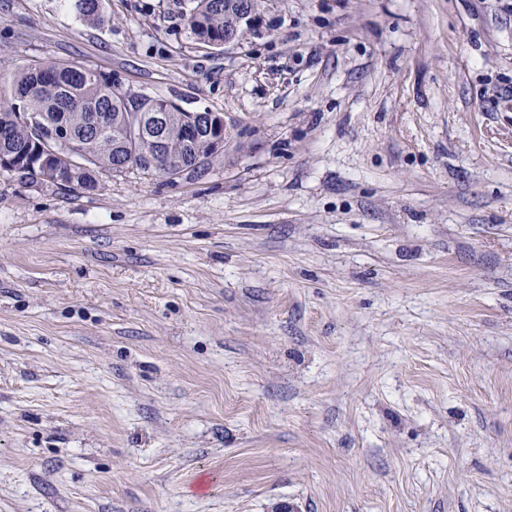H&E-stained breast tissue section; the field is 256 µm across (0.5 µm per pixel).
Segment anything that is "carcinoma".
Listing matches in <instances>:
<instances>
[{
    "label": "carcinoma",
    "instance_id": "obj_1",
    "mask_svg": "<svg viewBox=\"0 0 512 512\" xmlns=\"http://www.w3.org/2000/svg\"><path fill=\"white\" fill-rule=\"evenodd\" d=\"M228 0H195L187 16L190 33L206 46L224 48V28L231 16L224 11ZM79 12L93 23L104 21L100 0H76ZM138 106L141 112H168L164 154L188 168H198L214 154L211 143L196 134L187 122L189 114L164 99L120 96L102 75L66 62L33 61L13 75L8 94L0 95V165L20 174L31 184H51L64 190L93 191L98 175L112 170V161L123 159L127 167L143 172L165 173V161L152 169L146 163L148 142L122 137L125 116ZM38 115L44 122L31 126L23 113ZM65 127L74 150L46 157L43 138Z\"/></svg>",
    "mask_w": 512,
    "mask_h": 512
}]
</instances>
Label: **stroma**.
<instances>
[{"label":"stroma","instance_id":"35a3bbf8","mask_svg":"<svg viewBox=\"0 0 512 512\" xmlns=\"http://www.w3.org/2000/svg\"><path fill=\"white\" fill-rule=\"evenodd\" d=\"M0 0L32 60L218 112L204 173H0V512H512V10ZM229 0H195L194 7L187 16V26L190 33L206 46L219 50L237 42L236 35L230 32L231 18L224 11V3Z\"/></svg>","mask_w":512,"mask_h":512}]
</instances>
